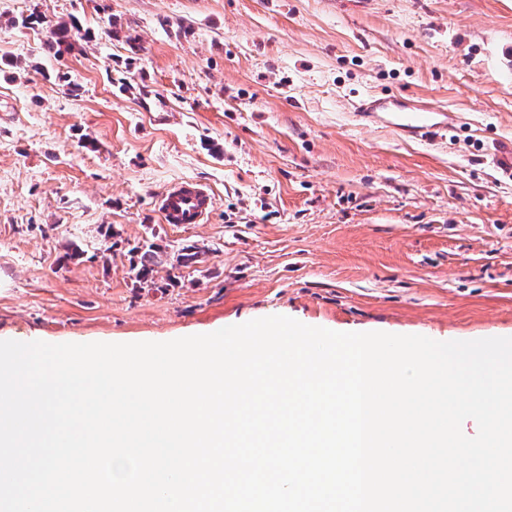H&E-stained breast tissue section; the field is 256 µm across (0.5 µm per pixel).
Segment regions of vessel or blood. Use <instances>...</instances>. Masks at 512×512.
<instances>
[{"mask_svg": "<svg viewBox=\"0 0 512 512\" xmlns=\"http://www.w3.org/2000/svg\"><path fill=\"white\" fill-rule=\"evenodd\" d=\"M361 117L374 120L382 113H393V123L413 137L424 138L444 123L441 108L401 103L390 97H371L357 107ZM214 207L212 194L198 183L182 181L171 185L158 198L163 223L201 224Z\"/></svg>", "mask_w": 512, "mask_h": 512, "instance_id": "obj_1", "label": "vessel or blood"}]
</instances>
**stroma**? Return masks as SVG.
<instances>
[{"instance_id":"obj_1","label":"stroma","mask_w":512,"mask_h":512,"mask_svg":"<svg viewBox=\"0 0 512 512\" xmlns=\"http://www.w3.org/2000/svg\"><path fill=\"white\" fill-rule=\"evenodd\" d=\"M38 13L88 39L55 56ZM442 107L411 140L355 103ZM512 0H0V340L163 342L272 315L512 337ZM206 185V223L159 193ZM197 264L136 279L138 246ZM81 256L70 257L72 247ZM213 207L212 194L191 181L171 185L158 198V209L166 224H203Z\"/></svg>"}]
</instances>
